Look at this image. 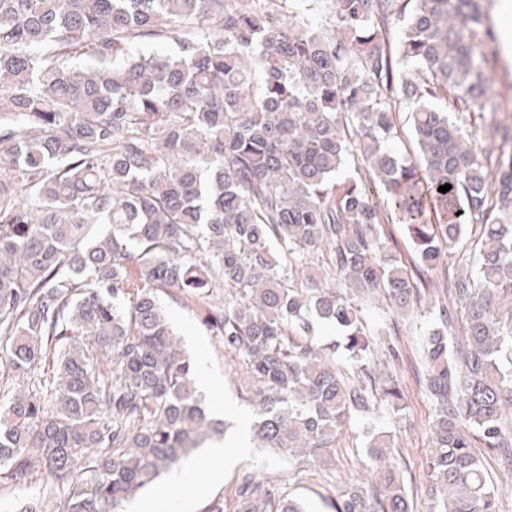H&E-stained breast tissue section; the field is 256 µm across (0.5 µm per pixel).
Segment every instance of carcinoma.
<instances>
[{
  "label": "carcinoma",
  "instance_id": "cac0c4a2",
  "mask_svg": "<svg viewBox=\"0 0 512 512\" xmlns=\"http://www.w3.org/2000/svg\"><path fill=\"white\" fill-rule=\"evenodd\" d=\"M282 2L0 0V363L26 383L0 396V483L36 473L49 507L0 512H123L225 434L160 295L197 307L241 360L254 435L306 468L374 398L405 400L396 373L365 385L374 344L395 368L400 352L344 290L409 312L440 287L428 492L435 512H498L477 449L512 464V126L483 122L497 155L465 130L496 112L489 19L479 0H327L318 25ZM144 39L173 49L132 50ZM403 109L416 163L390 146ZM466 235L476 258L446 261ZM364 433L378 481L333 512H411L393 441ZM236 502L307 512L251 473Z\"/></svg>",
  "mask_w": 512,
  "mask_h": 512
}]
</instances>
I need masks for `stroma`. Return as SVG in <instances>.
I'll list each match as a JSON object with an SVG mask.
<instances>
[{
    "label": "stroma",
    "mask_w": 512,
    "mask_h": 512,
    "mask_svg": "<svg viewBox=\"0 0 512 512\" xmlns=\"http://www.w3.org/2000/svg\"><path fill=\"white\" fill-rule=\"evenodd\" d=\"M162 304L180 333L185 350L197 363V376L204 384L202 392L207 405L223 402L224 417L229 423L251 422L252 409L242 388L239 359L235 353L225 350L221 339L206 331L193 304L167 297L163 298ZM362 306L370 328L377 329L386 323L398 327L400 345L406 354L400 371L406 407L395 414L377 400L368 414L353 416L330 451L327 469L334 475L332 482H323L312 469L299 470L289 466L284 453L254 447L238 456L231 466L225 467L223 475L216 478L212 475L206 450L201 449L182 465L179 487H172L168 477H160L126 503V512H206L209 504L219 498L224 501V512H235L234 485L237 477L246 472L260 479L279 477L281 495L304 501L310 512H333L331 504L340 492L372 469L362 437V427L370 420L395 436L412 512H431L425 462L432 446L430 424L434 412L419 384L423 375L421 347L433 325L431 299L423 297L412 314L405 317L396 315L390 302L381 296L364 300Z\"/></svg>",
    "instance_id": "35a3bbf8"
}]
</instances>
